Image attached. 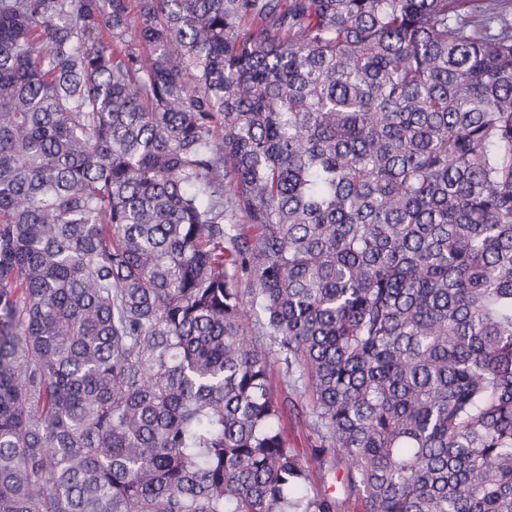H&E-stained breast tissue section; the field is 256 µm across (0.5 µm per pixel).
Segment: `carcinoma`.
<instances>
[{
    "instance_id": "obj_1",
    "label": "carcinoma",
    "mask_w": 512,
    "mask_h": 512,
    "mask_svg": "<svg viewBox=\"0 0 512 512\" xmlns=\"http://www.w3.org/2000/svg\"><path fill=\"white\" fill-rule=\"evenodd\" d=\"M510 11L0 0V512H512ZM281 400L285 405L283 427L288 448L302 455L305 448H308L306 430L302 424L305 414L304 403L288 385L282 387Z\"/></svg>"
}]
</instances>
